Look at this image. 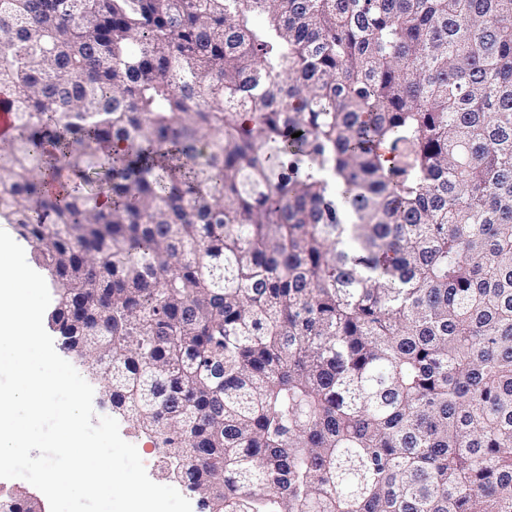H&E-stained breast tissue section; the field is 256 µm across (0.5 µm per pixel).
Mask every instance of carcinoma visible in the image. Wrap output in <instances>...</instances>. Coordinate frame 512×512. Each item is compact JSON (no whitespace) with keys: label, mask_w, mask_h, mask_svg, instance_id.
I'll list each match as a JSON object with an SVG mask.
<instances>
[{"label":"carcinoma","mask_w":512,"mask_h":512,"mask_svg":"<svg viewBox=\"0 0 512 512\" xmlns=\"http://www.w3.org/2000/svg\"><path fill=\"white\" fill-rule=\"evenodd\" d=\"M0 91L48 325L202 512H512V0H0Z\"/></svg>","instance_id":"1"}]
</instances>
